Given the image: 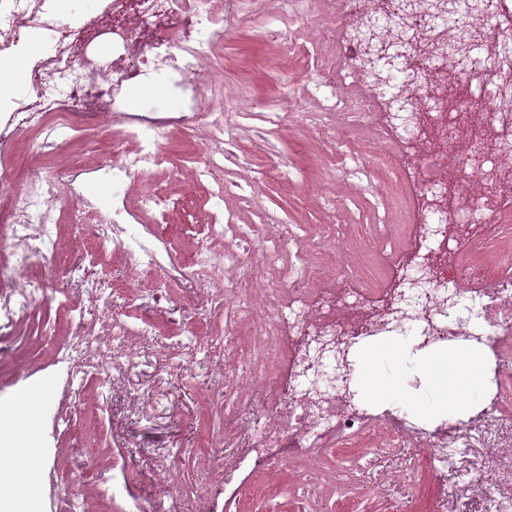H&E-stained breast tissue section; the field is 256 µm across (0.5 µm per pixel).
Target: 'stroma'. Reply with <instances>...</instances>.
<instances>
[{
  "instance_id": "stroma-1",
  "label": "stroma",
  "mask_w": 512,
  "mask_h": 512,
  "mask_svg": "<svg viewBox=\"0 0 512 512\" xmlns=\"http://www.w3.org/2000/svg\"><path fill=\"white\" fill-rule=\"evenodd\" d=\"M305 57L282 58L276 44L257 39L242 29L224 38V84L242 87L251 95L276 99L290 83L305 73ZM102 130L97 122L82 125L55 138L48 148L46 165L30 164V148L39 146L43 136L38 128L19 129L14 141L0 147V171L15 178L31 179L41 171H54L66 163L73 148L86 140H97ZM290 162L287 184L268 181L262 193L247 196L244 187L254 176L248 167L229 165L224 174L235 188L224 198V207L234 213L240 224H277L287 222L312 227L335 223L336 234L352 252L376 256L373 264H359L347 272L357 286L379 287L388 262L396 251L408 247L412 229L406 224L387 225V209L382 200L367 189L368 182L387 187L390 175L382 169L352 177L335 202L319 203L310 194V185L329 172L336 156L334 137L309 138L302 130L286 128L274 137ZM172 151L179 177L163 181L180 206L169 223L156 230L165 245L185 259L195 248L189 231L191 224L206 222V187L192 184L190 174L201 159L200 138L194 132L176 133ZM85 241L77 228H67L62 239L55 270L36 268L25 273L29 287L45 291L25 317L0 323V343L7 351L0 355V405L14 409L17 437L33 428L40 429L55 455L51 458H0V475L28 469L34 485L35 512H58L60 486L69 467L81 465L83 458L96 461L85 470L83 493L88 512H107L95 497V488L112 471L113 460L130 464V485L143 489V475L158 457L173 454L180 480L173 494L189 491L201 481L215 447L231 455L224 430V369L220 362L205 367L191 366L171 374L158 370L156 358L171 352L177 342H206L223 338L224 321L212 317L206 303L190 306L178 278L168 281L170 298L165 308H155L148 292L147 277L135 276L121 259L112 261V278L129 286L137 297V312L150 321L155 333L147 350L113 384L103 386L88 380L80 398H73L62 385L53 381L55 346L64 338L65 312L59 307L60 295H80L87 288L91 272L83 255ZM464 263L492 275L512 271V215L500 219L493 235L473 245L464 255ZM401 343H385L359 354L361 365L377 360L378 367L363 383L371 398L397 403L403 411L433 414L439 409L438 396L446 387L437 360L444 351L418 354L412 364H404ZM52 381L50 394L43 402L29 398L28 387ZM54 410L78 415L76 433H59L52 415L43 414L41 403ZM457 440L464 448L454 464L442 475L429 467L423 449L403 442L386 452L371 450L369 443L357 438L329 458L324 471L327 479L318 495L294 491L293 472L283 468L276 482L257 477L245 479L241 492L228 506V512H487L485 489L499 490L501 502L512 499V471L503 469L502 455L512 449L501 446L499 453L483 448L477 431L460 430Z\"/></svg>"
}]
</instances>
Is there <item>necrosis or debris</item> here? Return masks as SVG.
<instances>
[{
  "label": "necrosis or debris",
  "mask_w": 512,
  "mask_h": 512,
  "mask_svg": "<svg viewBox=\"0 0 512 512\" xmlns=\"http://www.w3.org/2000/svg\"><path fill=\"white\" fill-rule=\"evenodd\" d=\"M98 0L86 13L81 0H0V62L22 46L25 32L42 33L48 48L25 77L26 91L0 99V143L18 127L56 129L49 113L75 120L128 113L125 127L109 143L112 205L83 202L77 195L80 164L69 173L35 181L0 176L7 205L0 223L17 270L51 268L58 255L56 211L60 201L83 225L91 244L95 281L85 297H65L69 333L57 347L54 365L68 388L94 378L101 384L121 376L147 343L148 330L112 310L110 260L151 275L156 305L168 300L157 269L173 263L188 299L216 279L224 286L206 294L211 312L226 327L251 321L254 347L247 358L224 359L225 394L241 400L258 389V429L240 452H214L212 466L195 489L174 495L175 470L161 460L149 494H128L123 512H224L241 475L276 476L292 464L315 480L341 442L376 434L381 447L401 440L426 448L439 465L448 461L447 419H397L392 409L360 404L351 389L353 358L360 343L401 336L412 349L472 342L483 353L488 378L467 421L482 430L502 414L499 381L512 369V276L494 280L460 276L459 261L470 242L484 238L499 215L512 212V0ZM311 13L323 23L315 32L289 36L284 23ZM256 29L289 54L312 39L332 43L335 59H321L277 101L249 98L246 108L217 110L203 89L224 88L222 53L229 29ZM109 55H100L99 43ZM79 78L68 79L73 67ZM358 92L349 96L346 83ZM168 85L179 107L169 111L142 102L129 113L137 86ZM385 114L384 133L355 140L337 138L335 173L319 192L328 197L351 170L373 163L398 174L417 208L418 244L397 260L399 287L379 296L340 277L347 251L335 227L326 224L302 244L296 226L242 227L224 209L227 185L208 192L211 221L194 228L189 259L173 262L157 236L130 230L128 206L134 180L170 170L176 132L202 131V160L193 178L208 182L232 159L240 122L254 119L277 131L297 124L318 135L352 125L373 109ZM253 248L238 250L241 237ZM335 260L314 270L317 248ZM204 293V292H203ZM99 313L87 317V304Z\"/></svg>",
  "instance_id": "obj_1"
}]
</instances>
